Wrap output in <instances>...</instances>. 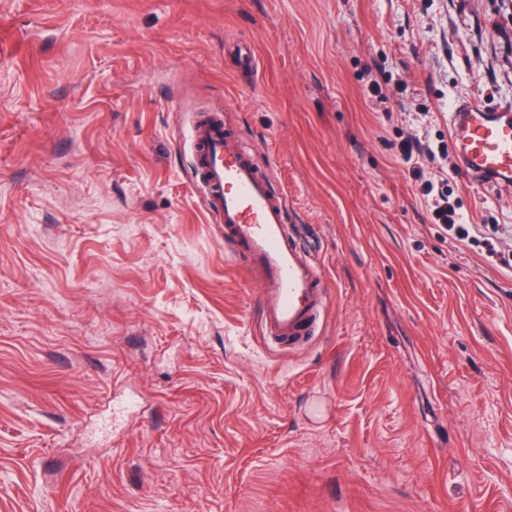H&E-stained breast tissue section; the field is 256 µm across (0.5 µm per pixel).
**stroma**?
I'll return each mask as SVG.
<instances>
[{"mask_svg":"<svg viewBox=\"0 0 512 512\" xmlns=\"http://www.w3.org/2000/svg\"><path fill=\"white\" fill-rule=\"evenodd\" d=\"M462 100L512 104V0H0V512H512V186L424 160L491 231L452 241L391 148ZM210 110L318 260L294 345ZM192 166L212 224H224L232 255L244 253L261 279L266 337L295 343L327 303L320 270L284 228L286 201L275 197L251 147L224 130L221 112H199L188 132Z\"/></svg>","mask_w":512,"mask_h":512,"instance_id":"35a3bbf8","label":"stroma"}]
</instances>
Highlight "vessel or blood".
<instances>
[{"label":"vessel or blood","instance_id":"obj_1","mask_svg":"<svg viewBox=\"0 0 512 512\" xmlns=\"http://www.w3.org/2000/svg\"><path fill=\"white\" fill-rule=\"evenodd\" d=\"M449 126L468 177L512 184V105L458 102L449 112ZM188 142L209 221L223 225L230 253H244L261 279L265 334L280 344L301 340L327 297L318 264L285 231V200L271 193L253 149L225 132L222 113H197Z\"/></svg>","mask_w":512,"mask_h":512}]
</instances>
